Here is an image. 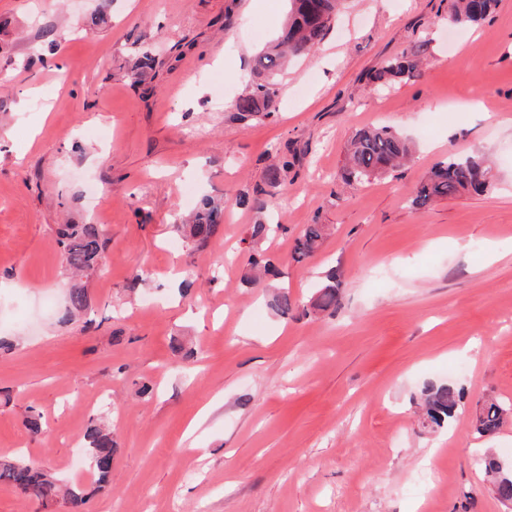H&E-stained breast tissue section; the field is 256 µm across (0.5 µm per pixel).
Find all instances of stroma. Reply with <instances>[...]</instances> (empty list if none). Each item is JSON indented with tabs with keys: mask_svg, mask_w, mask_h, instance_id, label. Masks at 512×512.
Listing matches in <instances>:
<instances>
[{
	"mask_svg": "<svg viewBox=\"0 0 512 512\" xmlns=\"http://www.w3.org/2000/svg\"><path fill=\"white\" fill-rule=\"evenodd\" d=\"M97 4L0 0V456L91 490L75 444L106 409L112 487L83 512H512L475 463L482 448L512 456V422L491 438L472 423L479 400H512V0L466 28L449 27L448 0H347L279 76L274 116L246 123L233 103L286 0H111L94 25ZM421 44L417 77L371 83ZM379 124L415 143L412 162L346 184L348 141ZM277 152L276 237L247 242L256 214L233 206L187 250L180 215L253 197ZM451 154L489 158L492 189L412 207ZM58 224L106 240L86 328L63 320ZM307 224L331 233L298 263ZM256 260L301 304L336 271L340 307L280 318L245 279ZM441 380L462 387L461 411L419 430L413 398Z\"/></svg>",
	"mask_w": 512,
	"mask_h": 512,
	"instance_id": "stroma-1",
	"label": "stroma"
}]
</instances>
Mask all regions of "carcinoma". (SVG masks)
Here are the masks:
<instances>
[{"label": "carcinoma", "instance_id": "carcinoma-1", "mask_svg": "<svg viewBox=\"0 0 512 512\" xmlns=\"http://www.w3.org/2000/svg\"><path fill=\"white\" fill-rule=\"evenodd\" d=\"M288 20L275 40L257 53L253 71L258 81L246 85L234 107L243 120L266 118L274 114L278 104L277 72L284 69L290 58L308 54L323 39L336 20L342 0H288ZM497 0H450L448 25L468 27L484 20L496 8ZM424 48L419 46L404 57L390 61L374 73L371 81L385 84L398 78H412L419 70ZM411 142L395 129L385 125L361 128L352 136L345 163L349 181L362 184L383 176L404 165L411 157ZM288 170V158L276 157L265 175L267 189L262 194L274 199L284 190L283 172ZM491 167L480 156L450 157L436 164L420 180L411 205L417 209L438 199L456 197L462 193H484L493 187ZM228 201L204 198L185 221L177 225L189 248L205 247L224 230V208ZM281 229L279 224L258 221L247 228V239L258 243ZM329 235L326 224H308L297 239L293 260L299 262L311 256ZM65 269L74 277H88L97 272L105 250V241L93 224H61L56 229ZM341 282L336 272L326 275V283L310 297L303 310L310 316L334 311L340 305ZM270 307L281 317L288 318L298 308L288 289L273 294ZM88 309L87 290L74 285L68 293V310L82 314ZM463 392L448 382L425 384L418 397L419 422L425 430L442 428L455 417ZM512 414V403L496 398L486 400L475 413L474 427L482 436L496 434ZM112 430L101 421L87 428L82 446L85 461L91 464L99 486L112 481V462L116 455ZM490 479V489L504 504L512 503V462L493 452H485L477 460ZM0 482L42 501H62L70 512H79L86 504L84 491L65 487L60 480L32 461L22 458H0Z\"/></svg>", "mask_w": 512, "mask_h": 512}]
</instances>
